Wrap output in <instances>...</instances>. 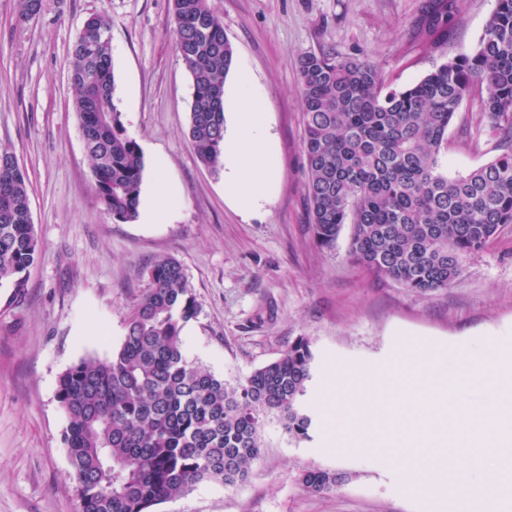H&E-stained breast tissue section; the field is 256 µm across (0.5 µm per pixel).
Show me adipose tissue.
Returning <instances> with one entry per match:
<instances>
[{"label": "adipose tissue", "mask_w": 512, "mask_h": 512, "mask_svg": "<svg viewBox=\"0 0 512 512\" xmlns=\"http://www.w3.org/2000/svg\"><path fill=\"white\" fill-rule=\"evenodd\" d=\"M238 87L243 106L224 136V184L247 212L261 207L275 180L276 167L266 114L242 73Z\"/></svg>", "instance_id": "ef3b65f1"}]
</instances>
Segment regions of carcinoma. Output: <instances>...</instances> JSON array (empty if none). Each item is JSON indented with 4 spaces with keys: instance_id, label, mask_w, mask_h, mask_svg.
Listing matches in <instances>:
<instances>
[{
    "instance_id": "1",
    "label": "carcinoma",
    "mask_w": 512,
    "mask_h": 512,
    "mask_svg": "<svg viewBox=\"0 0 512 512\" xmlns=\"http://www.w3.org/2000/svg\"><path fill=\"white\" fill-rule=\"evenodd\" d=\"M18 8L34 20L43 0H18ZM455 8L456 0L423 6L417 35L448 32ZM172 12L176 48L192 77L187 135L199 161L216 167L233 47L209 0H172ZM68 79L96 196L113 221H133L144 161L114 103L106 15L88 17L76 36ZM299 80L305 190L319 247L334 248L350 223L357 266L422 294L453 285L465 258L512 224V0H497L472 54L448 59L409 88L388 91L375 61L334 52L303 56ZM473 89L501 153L450 179L441 151ZM1 163L9 165V179L0 177V284L8 282L19 303L39 248L27 174L7 149ZM150 281L112 357L81 360L59 377L78 512H153L202 481L244 484L269 418L292 439L309 437L312 419L302 405L314 360L308 339L298 337L277 360L230 386L183 356L182 330L198 305L182 265L159 257ZM345 481L322 469L299 475L313 494Z\"/></svg>"
}]
</instances>
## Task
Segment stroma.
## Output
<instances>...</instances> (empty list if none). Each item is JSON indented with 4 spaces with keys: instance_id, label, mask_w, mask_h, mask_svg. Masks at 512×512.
<instances>
[{
    "instance_id": "obj_1",
    "label": "stroma",
    "mask_w": 512,
    "mask_h": 512,
    "mask_svg": "<svg viewBox=\"0 0 512 512\" xmlns=\"http://www.w3.org/2000/svg\"><path fill=\"white\" fill-rule=\"evenodd\" d=\"M423 4L210 0L234 50L224 85L249 72L278 161L262 208L244 213L227 197L223 168L204 166L187 137L192 78L176 49L172 0H44L30 21L19 17L17 0H0V147L29 177L40 246L25 299L8 303L11 289L0 287V512H76L59 377L120 347L158 256L182 264L199 306L182 331L188 361L235 385L303 336L314 362L307 439L268 423L247 483L202 482L154 512H456L446 491L409 489L396 461L333 451L337 427L324 399L341 373L362 374L370 386L395 377L420 384L415 357L431 353L450 377L467 380L461 399L485 409L487 381L472 377L457 354L482 359L512 348V224L466 259L458 282L426 294L355 265L351 226L335 248H320L309 225L298 88L300 58L332 49L371 58L387 88L405 89L472 53L496 0H458L449 35L435 47L414 33ZM94 13L111 22L114 101L144 161L140 199L149 200L160 173L175 189L157 224L113 222L96 199L68 81L71 46ZM479 112V95L470 93L448 129V177L499 153ZM316 468L347 479L310 494L299 475Z\"/></svg>"
}]
</instances>
